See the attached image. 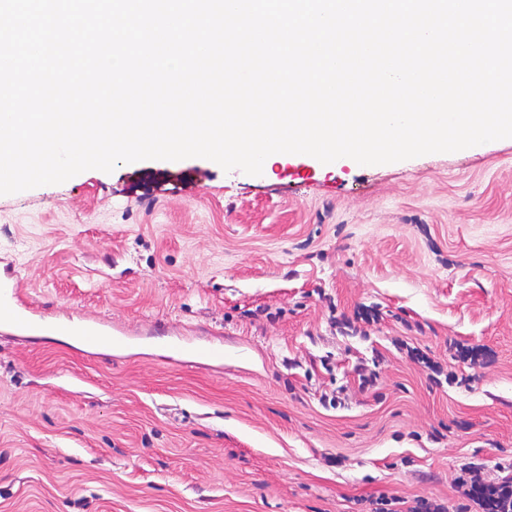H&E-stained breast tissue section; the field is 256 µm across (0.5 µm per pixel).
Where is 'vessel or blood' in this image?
Instances as JSON below:
<instances>
[{"label": "vessel or blood", "instance_id": "obj_1", "mask_svg": "<svg viewBox=\"0 0 512 512\" xmlns=\"http://www.w3.org/2000/svg\"><path fill=\"white\" fill-rule=\"evenodd\" d=\"M0 328L24 333L49 328L93 351L111 349L126 337L124 330L102 321L84 319L60 323L52 320L47 307L25 300L21 281L10 263L0 269Z\"/></svg>", "mask_w": 512, "mask_h": 512}]
</instances>
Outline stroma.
<instances>
[{"instance_id":"35a3bbf8","label":"stroma","mask_w":512,"mask_h":512,"mask_svg":"<svg viewBox=\"0 0 512 512\" xmlns=\"http://www.w3.org/2000/svg\"><path fill=\"white\" fill-rule=\"evenodd\" d=\"M4 256L130 343L0 329V512H456L512 466V138L87 170L0 195Z\"/></svg>"}]
</instances>
